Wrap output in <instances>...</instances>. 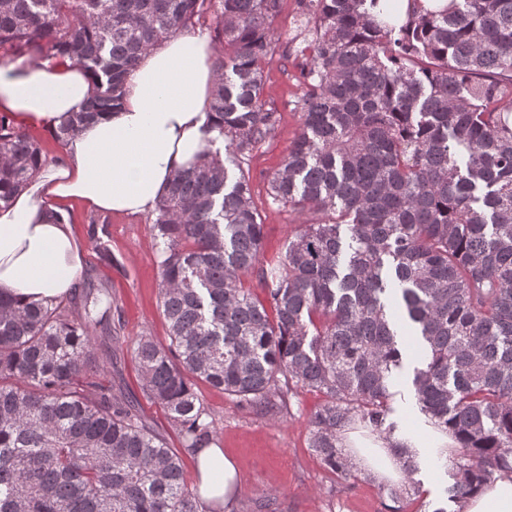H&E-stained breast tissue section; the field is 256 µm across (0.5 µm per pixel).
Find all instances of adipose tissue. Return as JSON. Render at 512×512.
I'll return each mask as SVG.
<instances>
[{
    "instance_id": "ef3b65f1",
    "label": "adipose tissue",
    "mask_w": 512,
    "mask_h": 512,
    "mask_svg": "<svg viewBox=\"0 0 512 512\" xmlns=\"http://www.w3.org/2000/svg\"><path fill=\"white\" fill-rule=\"evenodd\" d=\"M214 53L198 29L146 53L126 80L122 107L76 130L62 146L63 165L41 170L0 211V292L45 304L70 297L82 264L67 203L105 214L154 209L172 176L207 145ZM94 90L91 77L67 62H0V113L20 127L56 129ZM351 446L354 465L378 479L398 478L396 459L380 442L355 435ZM214 460L222 463L221 476L210 468ZM198 470L204 497L232 496L237 469L222 449L200 451ZM464 512H512V478L486 485L466 500Z\"/></svg>"
}]
</instances>
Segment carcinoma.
<instances>
[{"label": "carcinoma", "instance_id": "carcinoma-1", "mask_svg": "<svg viewBox=\"0 0 512 512\" xmlns=\"http://www.w3.org/2000/svg\"><path fill=\"white\" fill-rule=\"evenodd\" d=\"M281 0H5L0 50L88 71L97 90L62 141L117 110L140 57L208 24L210 130L199 161L156 206L160 307L170 343L133 344L143 395L181 438L171 448L134 401L101 382L120 310L92 283L48 308L0 296V512H217L181 454L216 440L198 384L261 415L318 391L310 448L352 476L340 431L383 429L406 349L386 308L398 289L422 353L412 387L458 444L449 499L512 474V0H298L301 131L268 201L325 215L265 260L243 161L273 136L264 62ZM224 149H216L218 141ZM45 163L0 115V209ZM256 274L260 301L244 287Z\"/></svg>", "mask_w": 512, "mask_h": 512}]
</instances>
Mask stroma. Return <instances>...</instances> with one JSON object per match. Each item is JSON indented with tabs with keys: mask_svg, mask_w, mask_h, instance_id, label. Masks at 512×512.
Instances as JSON below:
<instances>
[{
	"mask_svg": "<svg viewBox=\"0 0 512 512\" xmlns=\"http://www.w3.org/2000/svg\"><path fill=\"white\" fill-rule=\"evenodd\" d=\"M298 16L296 0H283L272 21L275 50L264 64V100L277 112L279 123L273 136L244 164L264 223L263 251L269 259L284 254L297 225L316 218L309 210L270 205L266 194L268 176L280 167L300 131L302 90L296 43L289 33L290 22ZM66 210L83 247V277L105 285L121 310L119 338L109 345L104 379L135 397L140 412L168 445L180 447L181 439L162 409L144 397L129 350L131 342L142 335L164 345L170 342L159 306L160 269L150 231L155 215H110L76 203L68 204ZM101 242L107 244V252L98 250ZM408 364V370L395 378L386 418L397 437L415 436L430 423L410 385V369L417 361L412 358ZM198 393L217 424L218 447L238 469L239 512H253L256 502L268 494L275 497L277 512H435L439 507L457 512L459 508L448 499L451 480L444 461L438 459L418 458L413 476L396 481H380L360 469L348 478L332 473L309 446V418L324 401L319 392L298 391L288 414L281 417L247 413L223 390L206 384L199 385ZM404 487L408 495L391 496V489Z\"/></svg>",
	"mask_w": 512,
	"mask_h": 512,
	"instance_id": "35a3bbf8",
	"label": "stroma"
}]
</instances>
